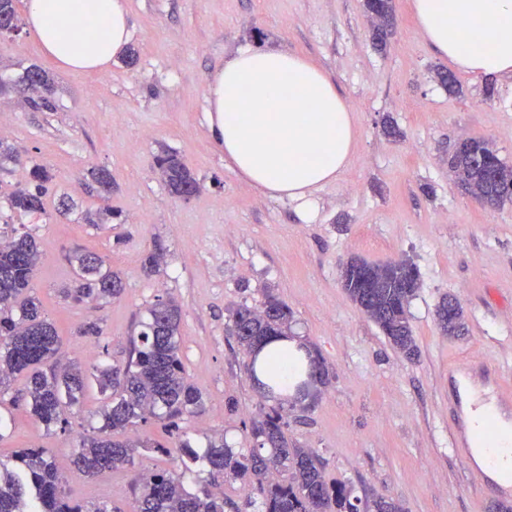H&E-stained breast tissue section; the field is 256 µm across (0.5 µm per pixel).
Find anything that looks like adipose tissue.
Masks as SVG:
<instances>
[{
	"instance_id": "ef3b65f1",
	"label": "adipose tissue",
	"mask_w": 512,
	"mask_h": 512,
	"mask_svg": "<svg viewBox=\"0 0 512 512\" xmlns=\"http://www.w3.org/2000/svg\"><path fill=\"white\" fill-rule=\"evenodd\" d=\"M422 37L456 67L512 76V0H412ZM43 54L72 72L106 68L128 47L125 0H27ZM208 132L225 161L264 195L309 207L343 172L355 130L346 100L305 58L247 48L207 85Z\"/></svg>"
}]
</instances>
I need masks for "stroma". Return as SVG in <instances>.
Masks as SVG:
<instances>
[{
	"label": "stroma",
	"instance_id": "obj_1",
	"mask_svg": "<svg viewBox=\"0 0 512 512\" xmlns=\"http://www.w3.org/2000/svg\"><path fill=\"white\" fill-rule=\"evenodd\" d=\"M133 23L134 65L116 59L100 72H69L41 53L26 29L0 34V112L11 126L5 142L22 160L46 165L53 183L47 212L20 215L7 205L25 182L21 167L0 168V225L24 224L41 240L34 281L66 355L88 369L124 360L136 323L157 297L181 309L179 355L204 394L205 410L167 432L141 426V439L175 445L189 437L205 451L223 433L233 448L255 442L251 419L276 406L249 376L250 356L228 334L238 305L262 307L267 293L288 305L290 333L318 350L328 372L316 398L287 405L285 435L294 448L320 456L328 482L343 481L362 505L380 497L407 512H492L494 496L453 455L454 415L448 368L479 356L507 368L512 385V202L489 209L464 194L448 174V153L464 138L492 141L512 164V77L485 79L455 71L451 96L434 70L448 67L418 32L411 0H394L396 32L386 47L373 41L362 0H126ZM280 47L315 62L350 106L356 139L336 182L315 191L309 218L297 202L270 198L224 161L205 122L208 80L219 63L245 47ZM36 65L55 82V108L17 105L25 69ZM396 125L399 137L387 136ZM176 151L201 185L190 200L172 198L155 166L160 147ZM96 168L112 175V195L87 192ZM74 207L59 215L58 201ZM111 207L109 224L84 215ZM161 246L158 273L142 261ZM87 249L122 274L120 299L73 303L68 253ZM372 263L410 259L421 287L409 304L418 355L394 349L349 300L340 270L350 258ZM454 297L466 333L444 336L435 310ZM97 322L101 336L79 326ZM0 408V460L24 448L51 449L65 492L82 504L133 512L138 474L176 469L178 456L141 448L131 468L94 477L77 474L72 452L100 426L103 397L90 387L67 429L46 430L26 412V383H11Z\"/></svg>",
	"mask_w": 512,
	"mask_h": 512
}]
</instances>
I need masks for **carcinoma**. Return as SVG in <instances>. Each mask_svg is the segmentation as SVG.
Masks as SVG:
<instances>
[{
  "mask_svg": "<svg viewBox=\"0 0 512 512\" xmlns=\"http://www.w3.org/2000/svg\"><path fill=\"white\" fill-rule=\"evenodd\" d=\"M366 14L373 23V40L382 47L395 25L393 0H366ZM23 82L41 86L29 99L36 109L51 110L53 80L46 71L30 67ZM505 164L491 142L460 141L448 158V170L457 185L474 198H487L501 205L509 200L499 186L486 177L487 170ZM161 180L171 197L180 199L197 179L178 157L163 148L156 157ZM51 175L47 166H29V181L8 197V207L24 215L46 213L45 197ZM41 245L29 230L12 228L0 232V407L5 404L9 379L24 374L28 379L29 414L46 429L66 430L67 409L79 405L94 378L106 401L99 415L102 424L83 437L73 451V465L83 476L134 464L139 448L161 454L170 449L159 443H144L137 437L115 441L111 435L134 430L153 419L170 427L175 420L196 415L204 408L202 392L183 375L180 351V309L175 300L159 298L148 308L137 343L122 365L92 367L88 374L61 355L55 324L45 317L41 302L31 294L38 269ZM76 284L65 296L76 303L105 301L122 296L121 276L106 267L102 256L81 251L72 256ZM342 287L355 306L383 333L388 342L408 359L418 354L408 307L420 288L415 264L399 260L373 264L361 258L348 260L341 268ZM292 313L275 297L262 309L247 305L232 315L231 334L244 351L257 348L276 336L288 335ZM442 332L459 336L465 329L462 307L448 310V300L436 308ZM287 368L296 377L306 371L304 360L287 350L271 353L261 366L268 380L278 384V374ZM287 426L282 408L260 409L250 422L258 447L244 453L224 444V435L211 438L204 453L189 440L179 442L183 469L202 461L211 482L198 493L187 491L183 474L154 470L142 475L135 495V512H224L231 501L218 489V479L238 480L262 498V512H359L346 484H329L319 455L309 448H291L284 435ZM0 512H121L106 504L87 508L70 499L63 488L48 448H23L13 464L0 461Z\"/></svg>",
  "mask_w": 512,
  "mask_h": 512,
  "instance_id": "carcinoma-1",
  "label": "carcinoma"
}]
</instances>
